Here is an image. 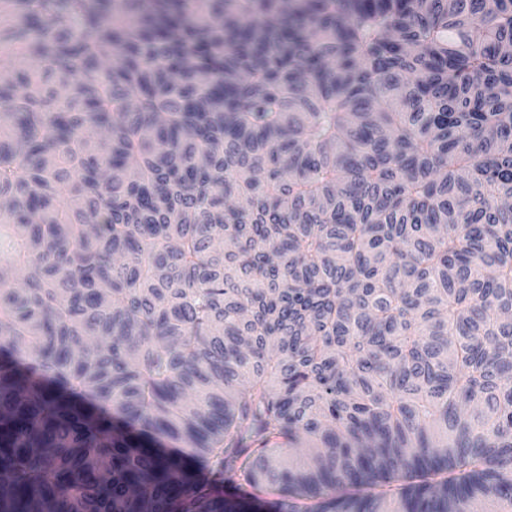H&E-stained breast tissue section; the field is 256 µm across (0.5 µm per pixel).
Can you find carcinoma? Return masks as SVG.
<instances>
[{
	"label": "carcinoma",
	"mask_w": 512,
	"mask_h": 512,
	"mask_svg": "<svg viewBox=\"0 0 512 512\" xmlns=\"http://www.w3.org/2000/svg\"><path fill=\"white\" fill-rule=\"evenodd\" d=\"M0 203V512H512V0H0Z\"/></svg>",
	"instance_id": "carcinoma-1"
}]
</instances>
